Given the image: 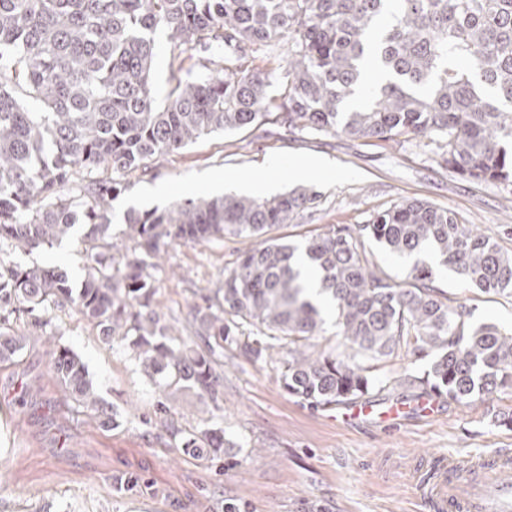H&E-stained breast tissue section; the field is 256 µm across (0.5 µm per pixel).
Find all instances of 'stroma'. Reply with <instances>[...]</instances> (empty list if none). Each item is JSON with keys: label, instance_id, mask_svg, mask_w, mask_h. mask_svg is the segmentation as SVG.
Masks as SVG:
<instances>
[{"label": "stroma", "instance_id": "stroma-1", "mask_svg": "<svg viewBox=\"0 0 512 512\" xmlns=\"http://www.w3.org/2000/svg\"><path fill=\"white\" fill-rule=\"evenodd\" d=\"M317 161L334 178L304 173ZM237 172L261 183L275 177L281 194L301 187L315 203L273 236L298 241L336 225L365 224L371 215L405 199H422L455 211L461 223L502 238L512 250V194L495 183L475 184L448 169L435 142L383 143L310 133L291 134L268 114L258 126L212 133L157 158L130 175L112 201V254L134 247L124 213L163 209L173 202L213 198V176ZM87 226L60 245L1 256L5 263H36L68 272L81 282L87 266ZM247 246L237 238L172 244L154 272L155 304L175 323L182 343H202L192 307H205ZM433 284L466 304L475 324L512 330V301L467 285L448 269L434 268ZM58 342L85 363L98 396L112 408L111 429L78 407L52 369L41 330L20 318L27 343L14 361L0 363V512H420L406 473L415 458L432 454L478 456L512 448V393L462 406L436 397L433 419L417 418L425 393L418 379L430 360L412 355L379 363L381 382L370 401L401 405L413 417L401 424H347L333 407H313L288 396L281 375L287 347L257 360L243 345L214 340L221 376L218 401L176 386L167 411L156 417L159 392L135 353L122 342L105 345L99 331L67 305L45 314ZM224 432L221 461L207 439ZM198 438L197 451L179 437Z\"/></svg>", "mask_w": 512, "mask_h": 512}]
</instances>
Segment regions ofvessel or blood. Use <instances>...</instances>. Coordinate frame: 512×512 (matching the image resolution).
Masks as SVG:
<instances>
[{
	"label": "vessel or blood",
	"instance_id": "obj_1",
	"mask_svg": "<svg viewBox=\"0 0 512 512\" xmlns=\"http://www.w3.org/2000/svg\"><path fill=\"white\" fill-rule=\"evenodd\" d=\"M345 420H406L401 408L355 403L341 414ZM423 512H512V449L498 448L471 460L444 456L432 463L417 461L409 471Z\"/></svg>",
	"mask_w": 512,
	"mask_h": 512
}]
</instances>
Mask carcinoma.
Instances as JSON below:
<instances>
[{
    "label": "carcinoma",
    "mask_w": 512,
    "mask_h": 512,
    "mask_svg": "<svg viewBox=\"0 0 512 512\" xmlns=\"http://www.w3.org/2000/svg\"><path fill=\"white\" fill-rule=\"evenodd\" d=\"M161 30L173 59L198 47L212 69L176 79L159 107ZM285 40L278 99L267 96L272 73H238L221 57ZM369 67L381 80L358 106ZM272 109L290 133L437 139L449 168L512 187V0H0V253L50 247L91 225V264L77 287L60 269L0 262V362L24 348L13 327L20 315L74 305L105 344L127 341L162 393L182 382L218 402L210 339L232 343L244 324L259 333L245 344L257 359L288 345L283 388L313 406L367 394L377 380L364 362L401 351L433 357L420 384L437 396L469 405L512 393V333L473 324L426 265L403 285L370 268L366 236L399 256L431 248L467 284L512 298V253L425 200L300 244L266 234L314 203L305 189L132 209L124 223L136 251L115 262L110 201L129 174L205 134L250 128ZM226 236L255 244L224 275V304L195 310L207 349L178 345L154 308L153 259L168 243ZM304 264L334 306L341 350L308 351L324 318ZM52 365L78 404L112 427L81 360L58 346Z\"/></svg>",
    "instance_id": "carcinoma-1"
}]
</instances>
